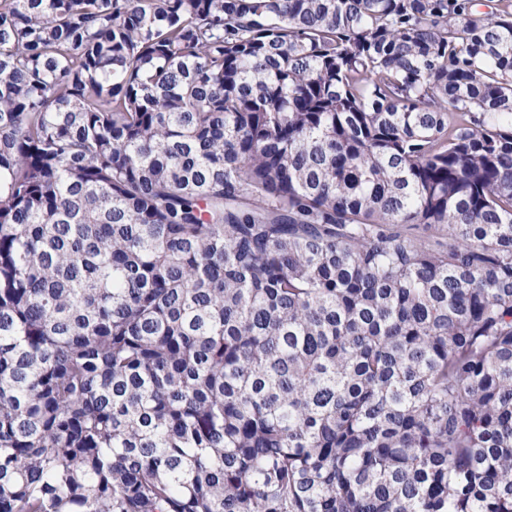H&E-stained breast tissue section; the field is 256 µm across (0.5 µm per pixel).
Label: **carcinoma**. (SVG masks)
<instances>
[{"instance_id":"carcinoma-1","label":"carcinoma","mask_w":512,"mask_h":512,"mask_svg":"<svg viewBox=\"0 0 512 512\" xmlns=\"http://www.w3.org/2000/svg\"><path fill=\"white\" fill-rule=\"evenodd\" d=\"M0 512H512V0H0Z\"/></svg>"}]
</instances>
